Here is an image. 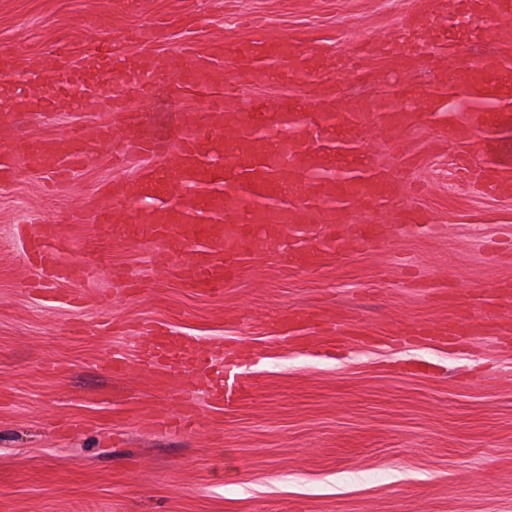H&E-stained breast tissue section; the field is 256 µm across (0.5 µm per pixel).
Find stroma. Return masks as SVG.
<instances>
[{
	"mask_svg": "<svg viewBox=\"0 0 512 512\" xmlns=\"http://www.w3.org/2000/svg\"><path fill=\"white\" fill-rule=\"evenodd\" d=\"M427 0H0V48L53 79L48 45L67 37H119L164 19L161 53L186 30L227 42L287 34L327 55L354 40L395 35ZM123 112L58 103L24 113L22 128L52 138L82 123L123 129ZM139 157L113 167L98 155L70 186L42 176L0 183V512H512V338L453 343L401 339L413 323L458 314L410 276L457 288L512 280V200L459 180L449 150L414 173L413 233L313 270L269 258L220 293L183 286L158 270L149 245L103 236L94 208L108 182L133 180ZM59 224L87 261L82 305L69 285L31 292L36 276L18 229ZM136 280L117 296L111 273ZM323 311L353 324L332 349L281 336L289 315ZM145 322L224 341L241 354L247 393L218 411L194 388L195 425L156 430L153 413L182 410L141 369ZM126 356L115 376L105 359ZM428 362V378L399 372Z\"/></svg>",
	"mask_w": 512,
	"mask_h": 512,
	"instance_id": "1",
	"label": "stroma"
}]
</instances>
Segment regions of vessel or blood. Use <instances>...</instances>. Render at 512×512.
I'll return each instance as SVG.
<instances>
[{"label": "vessel or blood", "mask_w": 512, "mask_h": 512, "mask_svg": "<svg viewBox=\"0 0 512 512\" xmlns=\"http://www.w3.org/2000/svg\"><path fill=\"white\" fill-rule=\"evenodd\" d=\"M461 11L475 23L492 19L481 36L498 49L494 61L474 57L463 71L443 63L454 53L455 41L439 46L412 37L424 27L442 31L448 14ZM161 32L153 26L122 34L120 41L138 49L132 61L116 51L112 39L86 41L87 54L109 65L114 79L107 85L96 74L74 68L72 43H52L48 54L57 86L67 94H80L79 107L88 111L127 112L131 100L153 102L161 90L174 100L194 91L206 98L205 111L178 113L173 123L160 129L130 116L121 134L87 124L51 140L21 132V109L1 112L0 180L8 182L21 171L33 170L58 186L84 169L104 146L116 164L133 155L147 158L149 164L136 182L106 185L108 201L96 206L95 220L102 233L149 244L155 264L187 287L223 290L286 236L293 245L280 255L279 264L290 270L315 269L329 259L390 242L424 218L405 194L404 170L446 145L455 149V170L474 178L485 195L512 198V110L496 105L512 90V0H431L423 13L405 19L399 38L408 47L399 55L386 43L354 41L331 58L319 42L279 35L230 44L189 39L163 58L156 49ZM399 58L408 60L412 69L434 73L422 84L401 83L400 96L451 97L466 106L462 112L429 113L432 139H408L406 131L418 115L398 110L390 97L371 102L350 98L336 83L354 74L384 81L388 67ZM230 65L254 85L287 72L300 74L307 81L305 98H263L243 107L220 78ZM0 76L23 82L38 78L7 52L0 53ZM374 128L389 135L391 156L370 151L364 134ZM384 205L392 211L390 222L353 223V214H369ZM25 248L37 263L33 291L69 283L73 290L67 302L83 300L76 284L87 265L70 259V246L59 237L56 224L41 220L29 226ZM448 303L462 310L454 324L438 330L421 323L411 328V335L453 340L491 331L512 334L511 281L491 290L472 289L464 296L449 293ZM284 331L302 344L313 338L331 346L350 334L335 316L326 314L289 319ZM141 338V366L155 371L161 386L184 390L207 375L213 353L224 347L220 341L204 344L198 337L177 336L167 329H144ZM186 345L195 348L188 367L174 355ZM246 391L229 359L209 397L220 409ZM194 423L189 406L178 415L164 408L154 413V424L161 430L188 429Z\"/></svg>", "instance_id": "1"}]
</instances>
